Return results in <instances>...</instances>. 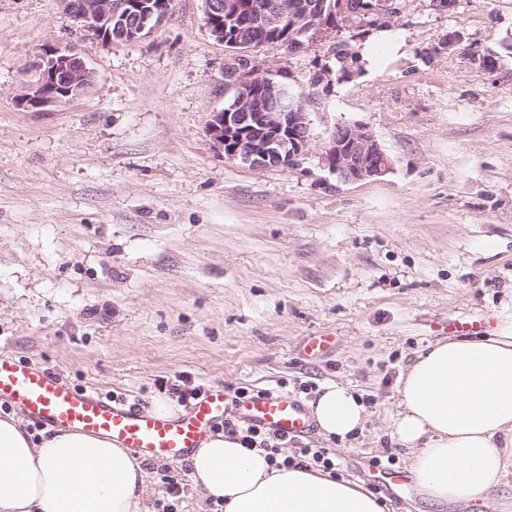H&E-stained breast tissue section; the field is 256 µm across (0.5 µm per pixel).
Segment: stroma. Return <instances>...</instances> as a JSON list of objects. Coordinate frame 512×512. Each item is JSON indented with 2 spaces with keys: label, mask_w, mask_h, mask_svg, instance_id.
Here are the masks:
<instances>
[{
  "label": "stroma",
  "mask_w": 512,
  "mask_h": 512,
  "mask_svg": "<svg viewBox=\"0 0 512 512\" xmlns=\"http://www.w3.org/2000/svg\"><path fill=\"white\" fill-rule=\"evenodd\" d=\"M399 5L249 56L316 136L344 123L375 134L390 169L346 183L315 148L283 168L225 158L207 127L232 99L227 53L201 0L109 44L59 0H0V348L145 409L176 375L203 392L342 384L367 408L362 433L299 445L326 447L387 512H433L377 485L371 461L406 471L391 425L409 360L449 321L512 301V0ZM382 32L402 53L365 69ZM49 44L76 45L95 81L22 110Z\"/></svg>",
  "instance_id": "35a3bbf8"
}]
</instances>
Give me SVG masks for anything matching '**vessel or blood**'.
Segmentation results:
<instances>
[{
	"mask_svg": "<svg viewBox=\"0 0 512 512\" xmlns=\"http://www.w3.org/2000/svg\"><path fill=\"white\" fill-rule=\"evenodd\" d=\"M0 401L22 407L37 421L62 429L106 436L148 459L184 463L213 425L230 409L223 388L210 389L192 409L178 417L141 410L93 390L77 391L52 372L17 361L0 349ZM245 421L286 437L308 434L313 423L296 396L272 392L235 409Z\"/></svg>",
	"mask_w": 512,
	"mask_h": 512,
	"instance_id": "vessel-or-blood-1",
	"label": "vessel or blood"
}]
</instances>
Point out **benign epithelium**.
I'll return each instance as SVG.
<instances>
[{
	"mask_svg": "<svg viewBox=\"0 0 512 512\" xmlns=\"http://www.w3.org/2000/svg\"><path fill=\"white\" fill-rule=\"evenodd\" d=\"M73 24L99 41L112 32L127 41L169 14L173 0H60ZM209 35L224 44L230 59L226 77L231 104L213 114L208 127L225 157L253 168L284 167L309 152L316 142L309 113L293 103L288 88L272 77L247 69L248 53L266 44L295 48L303 40H325L340 20L399 12L396 0H201ZM38 78L17 105L45 112L84 95L95 79L73 45L48 46L37 62ZM321 160L347 182L379 177L391 159L375 136L359 125L338 124L321 142Z\"/></svg>",
	"mask_w": 512,
	"mask_h": 512,
	"instance_id": "7a95c632",
	"label": "benign epithelium"
}]
</instances>
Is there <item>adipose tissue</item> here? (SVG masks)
<instances>
[{
	"label": "adipose tissue",
	"instance_id": "adipose-tissue-1",
	"mask_svg": "<svg viewBox=\"0 0 512 512\" xmlns=\"http://www.w3.org/2000/svg\"><path fill=\"white\" fill-rule=\"evenodd\" d=\"M392 434L432 504L460 506L512 489V303L488 335L448 338L416 354L398 383ZM325 436L363 431L367 410L348 388L325 386L311 405ZM196 487L223 512H384L358 482L297 466L216 433L190 459ZM138 462L112 440L61 429L32 441L22 417L0 415V512H149Z\"/></svg>",
	"mask_w": 512,
	"mask_h": 512
}]
</instances>
